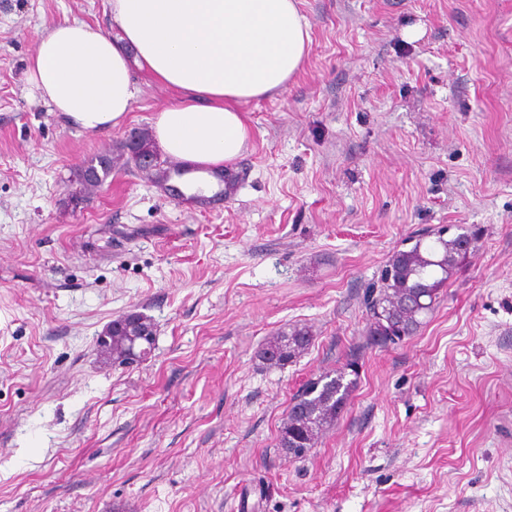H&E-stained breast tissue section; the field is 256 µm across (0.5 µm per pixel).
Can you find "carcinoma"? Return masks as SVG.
<instances>
[{"label": "carcinoma", "instance_id": "obj_1", "mask_svg": "<svg viewBox=\"0 0 512 512\" xmlns=\"http://www.w3.org/2000/svg\"><path fill=\"white\" fill-rule=\"evenodd\" d=\"M140 144L152 149L153 159L145 172L155 182L162 184L186 174L184 166L162 157L153 150V144L145 132L139 133ZM430 232L423 230L413 235L415 242L407 249L393 252L376 282L368 288L364 305L369 325L366 345L378 346L395 336L414 335L421 326L420 312L411 307L412 298L420 296L424 309L432 311L439 299L440 290L447 285L448 277L460 255L459 234L453 239L435 237L433 244H425ZM154 334V325L148 316L139 312L135 316L121 317L112 321V344L101 346L102 352L112 361L126 363L130 337L144 333ZM312 336L305 327H294L272 336L261 349L259 357L271 366H281L305 351ZM362 346L349 349L346 363L334 373H323L303 384L290 399L286 421L280 431L278 447L312 448L319 433L333 424L345 407L354 380H345L346 370L356 373L358 352Z\"/></svg>", "mask_w": 512, "mask_h": 512}]
</instances>
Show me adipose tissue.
Masks as SVG:
<instances>
[{"instance_id":"obj_1","label":"adipose tissue","mask_w":512,"mask_h":512,"mask_svg":"<svg viewBox=\"0 0 512 512\" xmlns=\"http://www.w3.org/2000/svg\"><path fill=\"white\" fill-rule=\"evenodd\" d=\"M300 0H109L116 34L73 21L42 32L28 67L33 95L86 130L119 125L140 69L178 93L154 116L166 155L210 176L247 147L241 104L268 97L311 50Z\"/></svg>"}]
</instances>
